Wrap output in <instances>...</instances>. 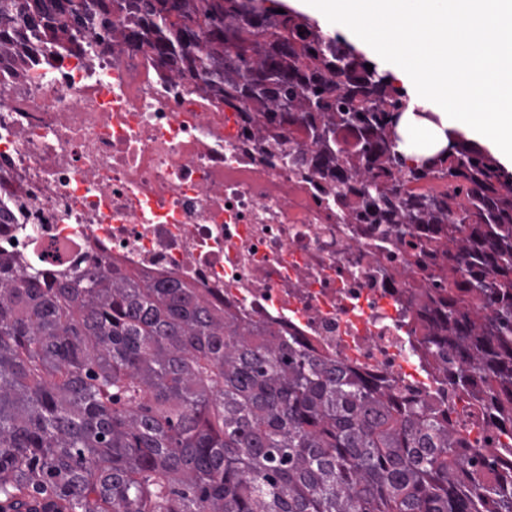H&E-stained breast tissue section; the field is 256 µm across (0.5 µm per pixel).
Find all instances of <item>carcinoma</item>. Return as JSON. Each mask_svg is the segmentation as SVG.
Here are the masks:
<instances>
[{
	"label": "carcinoma",
	"mask_w": 512,
	"mask_h": 512,
	"mask_svg": "<svg viewBox=\"0 0 512 512\" xmlns=\"http://www.w3.org/2000/svg\"><path fill=\"white\" fill-rule=\"evenodd\" d=\"M87 52L119 33L221 92L242 128L343 189L350 220L446 247L427 289L464 390L512 436V175L452 133L406 163L407 103L337 35L257 0H0L21 32ZM232 41L240 53L224 56ZM442 180L440 194L416 191ZM448 425L377 384L224 315L194 289L0 253V512H512V468L482 484Z\"/></svg>",
	"instance_id": "carcinoma-1"
}]
</instances>
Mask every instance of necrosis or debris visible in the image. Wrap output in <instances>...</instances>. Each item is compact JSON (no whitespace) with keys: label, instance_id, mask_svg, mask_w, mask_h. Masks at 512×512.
<instances>
[{"label":"necrosis or debris","instance_id":"1","mask_svg":"<svg viewBox=\"0 0 512 512\" xmlns=\"http://www.w3.org/2000/svg\"><path fill=\"white\" fill-rule=\"evenodd\" d=\"M302 143L243 138L214 89L121 37L65 54L29 36L0 53V250L196 289L226 314L339 362L512 463L487 409L455 384L432 325L436 245L348 222L288 164Z\"/></svg>","mask_w":512,"mask_h":512}]
</instances>
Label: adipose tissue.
Listing matches in <instances>:
<instances>
[{
    "instance_id": "1",
    "label": "adipose tissue",
    "mask_w": 512,
    "mask_h": 512,
    "mask_svg": "<svg viewBox=\"0 0 512 512\" xmlns=\"http://www.w3.org/2000/svg\"><path fill=\"white\" fill-rule=\"evenodd\" d=\"M323 26L348 27L411 91L399 131L408 164L446 131L512 164V0H307ZM431 109L437 122L417 119Z\"/></svg>"
}]
</instances>
